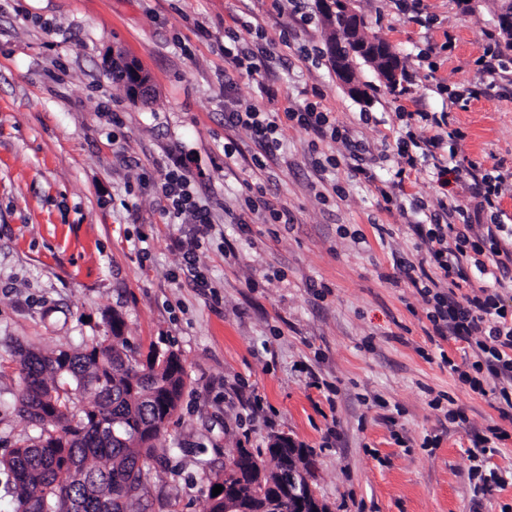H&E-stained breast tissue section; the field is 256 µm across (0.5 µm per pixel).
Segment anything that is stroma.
<instances>
[{
	"label": "stroma",
	"instance_id": "stroma-1",
	"mask_svg": "<svg viewBox=\"0 0 512 512\" xmlns=\"http://www.w3.org/2000/svg\"><path fill=\"white\" fill-rule=\"evenodd\" d=\"M499 2L425 0L417 25L395 0H358L368 33L405 61L394 90L359 65L363 102L328 60L317 0H304L307 25L288 0H0V456L36 435L15 409L20 350L104 338L116 312L138 358L170 349L187 374L160 437L170 455L153 471L151 512H206L236 450L278 434L309 449L330 512L512 507V438L468 455L490 427L512 435V420L461 381L470 344L435 335L399 269L417 256L415 222L444 202L474 211L469 165L506 173L494 219L512 227V48L497 75L477 64ZM240 19L271 42L262 72L276 100L244 74L224 85L220 46ZM118 56L149 75L150 98L130 100L113 81ZM228 96L283 126L279 150L225 126ZM308 105L347 137L285 119ZM424 112L461 131L462 170L444 186L421 172L401 206L385 207L375 184L396 168L399 138L429 131ZM354 143L366 173L348 165ZM177 153L213 212L197 251L205 290L174 243L194 225L160 214V167ZM260 197L288 222L252 210ZM492 471L503 483L477 495Z\"/></svg>",
	"mask_w": 512,
	"mask_h": 512
}]
</instances>
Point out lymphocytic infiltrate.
I'll return each instance as SVG.
<instances>
[{
	"mask_svg": "<svg viewBox=\"0 0 512 512\" xmlns=\"http://www.w3.org/2000/svg\"><path fill=\"white\" fill-rule=\"evenodd\" d=\"M435 133L429 138L409 137V145L400 152L401 165L388 183L378 191L386 203L404 196L405 185L414 173L431 169L437 179H444L449 170L441 152L445 142L442 131L448 123L447 113H424ZM224 121L247 128L265 151L281 146L282 130L265 113L254 109L238 110L235 102L224 104ZM161 194L166 201L162 209L168 223L175 224L183 215H190L197 226L196 235L177 240L188 268L193 269L197 287H206L201 273L196 272V251L201 235L212 228L209 209L200 205L192 190L193 175L183 158L170 156L161 171ZM415 232L425 247L419 262H405L402 272L410 278L426 300L428 318L438 336L474 340L478 349L471 372L460 378L480 395L494 394L501 404L512 409V313L499 303V295L487 285L473 286L464 268L469 252H489L491 266L507 269L512 264V249L501 245L494 230L475 233L468 214L458 205L444 206L433 222L415 224Z\"/></svg>",
	"mask_w": 512,
	"mask_h": 512,
	"instance_id": "obj_1",
	"label": "lymphocytic infiltrate"
}]
</instances>
